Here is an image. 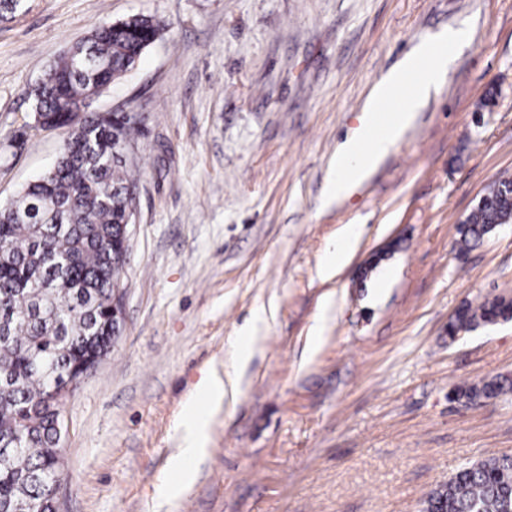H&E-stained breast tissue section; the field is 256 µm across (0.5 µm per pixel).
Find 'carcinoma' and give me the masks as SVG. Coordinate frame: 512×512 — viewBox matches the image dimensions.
<instances>
[{
    "mask_svg": "<svg viewBox=\"0 0 512 512\" xmlns=\"http://www.w3.org/2000/svg\"><path fill=\"white\" fill-rule=\"evenodd\" d=\"M163 27L150 15L93 25L25 91L42 129L65 136L53 166L0 208V512H49L48 486L62 476L55 445L56 395L82 373L112 336V287L129 237L121 235L133 186L126 160L140 121L104 122L87 111L113 81L131 71ZM512 221V178L495 180L458 233L462 248L482 243ZM512 319V297L467 304L448 337ZM512 391L504 377L460 386L452 400L476 404ZM423 512H512V455L462 467L434 489Z\"/></svg>",
    "mask_w": 512,
    "mask_h": 512,
    "instance_id": "cac0c4a2",
    "label": "carcinoma"
}]
</instances>
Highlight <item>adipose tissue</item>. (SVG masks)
Masks as SVG:
<instances>
[{
  "instance_id": "adipose-tissue-1",
  "label": "adipose tissue",
  "mask_w": 512,
  "mask_h": 512,
  "mask_svg": "<svg viewBox=\"0 0 512 512\" xmlns=\"http://www.w3.org/2000/svg\"><path fill=\"white\" fill-rule=\"evenodd\" d=\"M466 37L465 30H449L375 86L359 126L337 150L335 172L328 186L329 198L337 200L351 195L379 165L412 125L431 90L440 84L449 58ZM394 99L399 100V107L393 112L386 111V104ZM179 426L186 463L177 467L175 478L167 484L168 494L174 497L193 484L194 472L188 464L204 456L209 440L207 415L199 411L196 400H189Z\"/></svg>"
}]
</instances>
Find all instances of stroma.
Returning <instances> with one entry per match:
<instances>
[{"label":"stroma","mask_w":512,"mask_h":512,"mask_svg":"<svg viewBox=\"0 0 512 512\" xmlns=\"http://www.w3.org/2000/svg\"><path fill=\"white\" fill-rule=\"evenodd\" d=\"M136 13L164 31L95 102L143 120L122 331L64 406L57 512H421L462 466L512 454V393L448 399L512 377V320L448 336L464 303L512 296V223L465 253L457 231L512 175V0H27L0 21V205L64 137L35 126L28 86L93 24ZM459 28L413 125L328 199L376 84ZM349 224L356 252L323 278ZM214 370L240 391L191 490L162 498L184 404ZM512 391V380L504 377L460 386L451 392L452 401L462 404H476L485 399L496 398Z\"/></svg>","instance_id":"1"}]
</instances>
